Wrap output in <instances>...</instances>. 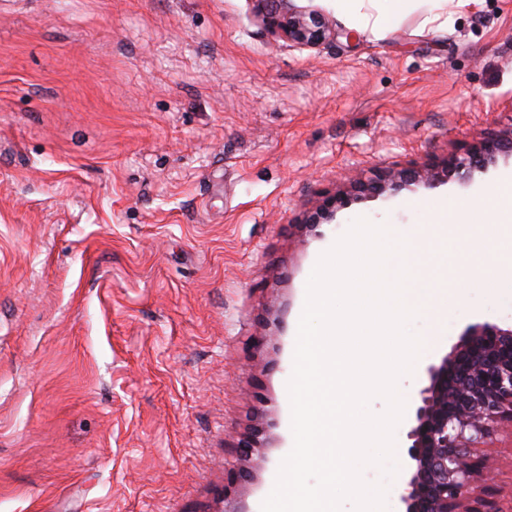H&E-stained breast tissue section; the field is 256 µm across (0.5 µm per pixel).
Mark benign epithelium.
Instances as JSON below:
<instances>
[{"label":"benign epithelium","mask_w":512,"mask_h":512,"mask_svg":"<svg viewBox=\"0 0 512 512\" xmlns=\"http://www.w3.org/2000/svg\"><path fill=\"white\" fill-rule=\"evenodd\" d=\"M265 24L299 48L317 50L336 36L331 19L314 8L300 10L290 0H256ZM512 155V131L484 138L478 146L450 154L442 166L420 171H379L359 182L369 193L398 192L417 182L468 179L499 154ZM420 392L407 434L406 476L399 499L402 512H505L492 490L493 470L481 444L500 425L512 427V328L483 324L469 328L453 350L423 368ZM265 427L254 420L241 434L238 476L261 447Z\"/></svg>","instance_id":"7a95c632"}]
</instances>
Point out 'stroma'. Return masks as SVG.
<instances>
[{
  "label": "stroma",
  "instance_id": "stroma-1",
  "mask_svg": "<svg viewBox=\"0 0 512 512\" xmlns=\"http://www.w3.org/2000/svg\"><path fill=\"white\" fill-rule=\"evenodd\" d=\"M332 21L309 51L254 0H0V512H260L319 256L512 173L341 181L512 129V0H407L380 37ZM486 323L512 327V293L471 290L425 362ZM265 433V427L263 423H261L257 418H255L254 422H252L246 430L241 434L238 447L239 448V461L243 464L241 470L237 471L238 476L247 477L249 476V467L246 464L252 459L253 453L256 448H262L261 446V437Z\"/></svg>",
  "mask_w": 512,
  "mask_h": 512
}]
</instances>
